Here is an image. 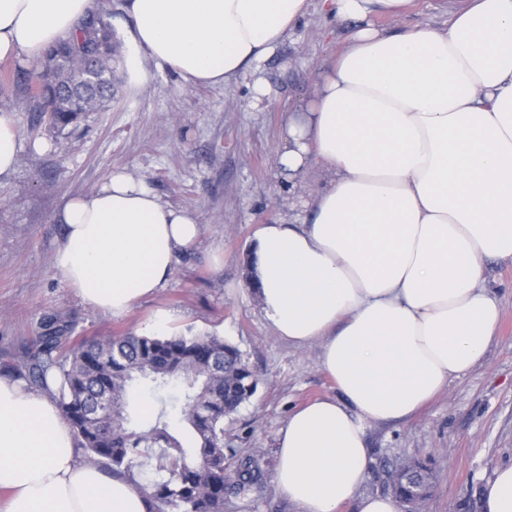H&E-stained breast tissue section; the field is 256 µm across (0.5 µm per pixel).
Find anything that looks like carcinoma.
Returning <instances> with one entry per match:
<instances>
[{"mask_svg": "<svg viewBox=\"0 0 512 512\" xmlns=\"http://www.w3.org/2000/svg\"><path fill=\"white\" fill-rule=\"evenodd\" d=\"M93 49L104 67L95 85L80 84L69 70L76 55ZM115 35L99 12L87 16L75 33L42 55V66L26 71V91L36 111L58 133L77 125L97 98H112ZM69 324L47 321L21 360L6 367L30 384L48 389L55 371L61 384L50 395L71 426L78 447L91 463H102L113 476L126 475L134 463L155 460L162 474L146 486L149 512H224V497L256 482L259 471L244 464L231 474L225 467L224 418L250 400L257 378L238 348L216 334L146 336L125 334L86 338L67 346ZM143 380L160 408L144 427L131 426L128 399L135 382ZM108 399L112 411H96ZM180 404L189 439L170 429L167 408ZM394 472L393 493L410 506L417 501L406 473L421 478L420 498L430 490L429 469L421 462L403 464Z\"/></svg>", "mask_w": 512, "mask_h": 512, "instance_id": "1", "label": "carcinoma"}]
</instances>
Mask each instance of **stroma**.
Listing matches in <instances>:
<instances>
[{"label": "stroma", "mask_w": 512, "mask_h": 512, "mask_svg": "<svg viewBox=\"0 0 512 512\" xmlns=\"http://www.w3.org/2000/svg\"><path fill=\"white\" fill-rule=\"evenodd\" d=\"M452 7V0H410L399 19L377 15L373 22L388 31L441 25ZM354 30L310 7L266 60L224 85L188 87L169 67L149 62L141 87L118 65L111 103L61 133L32 111L23 82L4 78L29 61L0 60V113H9L19 140L14 170L0 177V364L23 355L58 315L72 323L76 341L145 333L161 308L172 316L171 333L223 336L258 378L253 397L224 420L226 464L234 469L251 459L262 473L225 497L224 512H297L275 484L276 438L292 410L336 393L317 345L296 347L275 336L246 262L258 227L302 214L326 182L320 169L301 182L279 173L280 129ZM258 84L267 91L260 102ZM118 168L164 202L196 212L203 226L196 247L178 255L167 286L122 317L85 306L52 264L64 202ZM487 278L502 314L483 362L416 414L368 427L372 463L361 494H388L392 464L419 461L432 476L421 512H482L483 482L512 463V262H489Z\"/></svg>", "instance_id": "1"}]
</instances>
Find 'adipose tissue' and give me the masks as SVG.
I'll return each mask as SVG.
<instances>
[{
	"mask_svg": "<svg viewBox=\"0 0 512 512\" xmlns=\"http://www.w3.org/2000/svg\"><path fill=\"white\" fill-rule=\"evenodd\" d=\"M407 0H320L357 22L351 46L291 112L277 166L328 180L304 217L264 224L248 257L274 333L317 344L336 397L296 408L278 436L275 480L299 512H399L360 495L368 426L410 416L478 366L501 305L485 263L512 262V0H466L446 26L374 27ZM311 0H126L136 83L145 60L187 85L224 84L270 55ZM94 0H0V60L38 59ZM57 271L81 302L121 317L156 295L203 226L118 169L69 198ZM0 374V512H148L144 483L75 452L50 388ZM483 512H512V464L481 488Z\"/></svg>",
	"mask_w": 512,
	"mask_h": 512,
	"instance_id": "obj_1",
	"label": "adipose tissue"
}]
</instances>
